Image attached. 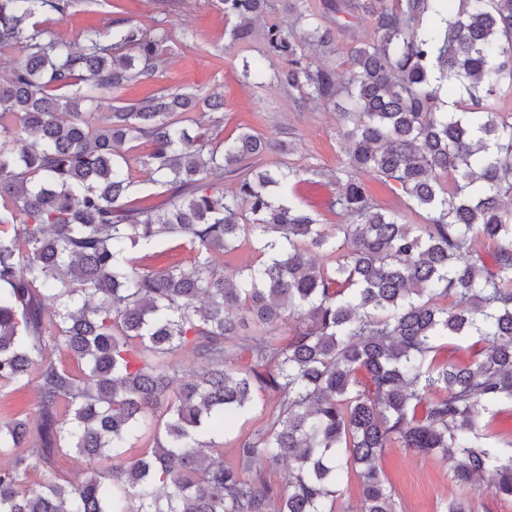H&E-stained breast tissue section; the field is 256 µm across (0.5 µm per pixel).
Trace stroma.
<instances>
[{
	"mask_svg": "<svg viewBox=\"0 0 512 512\" xmlns=\"http://www.w3.org/2000/svg\"><path fill=\"white\" fill-rule=\"evenodd\" d=\"M79 0L60 14L50 15L47 25L61 38L75 40L89 28L106 30L115 19H124L152 34L165 36V51L154 77L125 91L123 98L100 94L96 110L108 114L122 99H132L159 89H182L224 95L222 136L249 127L272 138L275 146L263 164L287 162L312 169L308 180L292 186L288 195L323 224L340 223L330 209L335 190L332 178L344 169V125L337 112L317 103L296 110L292 99L275 88L245 83L241 72L247 60L258 59L255 44L230 43L224 32L230 21L216 0ZM377 466L397 501L398 512H441L455 489L453 464L391 445Z\"/></svg>",
	"mask_w": 512,
	"mask_h": 512,
	"instance_id": "1",
	"label": "stroma"
}]
</instances>
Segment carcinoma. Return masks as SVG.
Instances as JSON below:
<instances>
[{
    "label": "carcinoma",
    "instance_id": "obj_1",
    "mask_svg": "<svg viewBox=\"0 0 512 512\" xmlns=\"http://www.w3.org/2000/svg\"><path fill=\"white\" fill-rule=\"evenodd\" d=\"M279 2L291 21L258 29L274 0H218L231 41L271 62H245L244 79L343 112L330 230L279 196L310 169L252 168L267 138H221L214 117L190 133L187 115L224 109L221 93L90 111L154 75L164 36L114 21L66 41L38 17L74 0H0V55L18 54L0 72V388L38 392L36 421L0 419V512H339L351 468L355 512H396L376 465L393 443L451 460L457 487L512 499V442L477 443L487 407L512 405V107L497 104L512 86V0ZM341 36L344 71L305 59V45L336 54ZM129 142L146 146L164 200L134 197ZM362 174L424 223L382 207ZM475 237L496 244L493 267ZM246 238L259 261L227 271L221 256ZM162 239L186 241L189 266L131 257ZM288 321L287 340L269 335ZM448 336L478 337V357L438 359ZM53 347L84 368L46 360ZM186 355L199 367L185 376ZM262 393L275 406L229 463L217 432ZM65 456L110 466L75 485L55 473ZM281 463L284 481L268 483L264 466ZM443 512H472L470 498L451 494ZM342 496L339 499L340 510L346 507L355 508L360 503L361 479L356 472L344 473L341 483Z\"/></svg>",
    "mask_w": 512,
    "mask_h": 512
}]
</instances>
